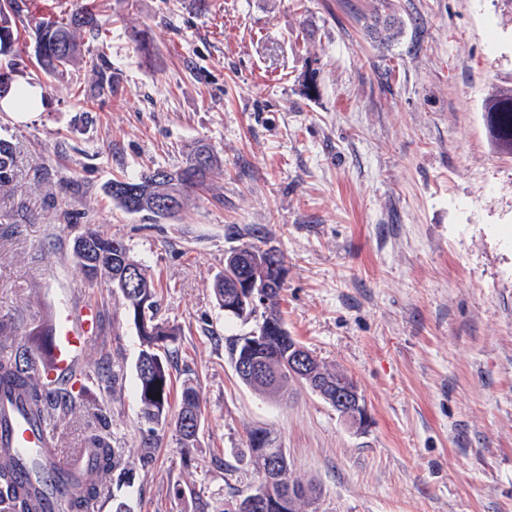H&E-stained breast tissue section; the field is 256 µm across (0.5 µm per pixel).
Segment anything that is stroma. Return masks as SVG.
Masks as SVG:
<instances>
[{
    "mask_svg": "<svg viewBox=\"0 0 512 512\" xmlns=\"http://www.w3.org/2000/svg\"><path fill=\"white\" fill-rule=\"evenodd\" d=\"M26 4L0 71L43 99L25 122L0 112L17 184L0 191V320L24 339L52 309H96L57 446L80 447L106 417L123 472L103 500L218 512L256 482L239 454L262 430L317 484V512H512V156L482 112L512 89V0H210L203 15L191 0H97L106 41L84 37L60 79L36 63L28 18H60L69 0ZM376 15L396 21L387 42ZM199 140L222 165L175 216L113 203L112 180L178 167ZM88 230L159 284L158 317L179 331L169 412L191 381L196 448L169 424L143 451L141 341L121 294L78 271ZM244 243L283 253L281 316L352 377L365 429L309 390L274 402L237 378L230 348L258 319L227 316L213 284Z\"/></svg>",
    "mask_w": 512,
    "mask_h": 512,
    "instance_id": "stroma-1",
    "label": "stroma"
}]
</instances>
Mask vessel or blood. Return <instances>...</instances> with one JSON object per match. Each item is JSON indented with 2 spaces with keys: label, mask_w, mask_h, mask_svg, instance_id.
Segmentation results:
<instances>
[{
  "label": "vessel or blood",
  "mask_w": 512,
  "mask_h": 512,
  "mask_svg": "<svg viewBox=\"0 0 512 512\" xmlns=\"http://www.w3.org/2000/svg\"><path fill=\"white\" fill-rule=\"evenodd\" d=\"M96 323V311L87 304L75 312L56 310L47 326L49 354L40 375L50 380L69 375ZM0 461L18 465L20 479L30 483L49 512L60 504L65 490L50 482L47 475L67 472L72 465L55 448L50 426L35 421L8 398H0Z\"/></svg>",
  "instance_id": "vessel-or-blood-1"
}]
</instances>
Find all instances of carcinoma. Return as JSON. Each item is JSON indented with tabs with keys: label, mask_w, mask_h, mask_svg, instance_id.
<instances>
[{
	"label": "carcinoma",
	"mask_w": 512,
	"mask_h": 512,
	"mask_svg": "<svg viewBox=\"0 0 512 512\" xmlns=\"http://www.w3.org/2000/svg\"><path fill=\"white\" fill-rule=\"evenodd\" d=\"M25 0H0V55L14 51L18 41V29L13 18L21 16ZM101 14L94 0H72L70 9L58 20L42 18L34 22V56L50 76L60 77L67 72L80 54V36L88 33L99 37L103 30ZM485 119L497 148L512 155V90L493 97L485 107ZM218 167V158L204 143L197 142L187 153L185 162L176 169L158 167L136 177L115 179L109 186L112 200L128 213L146 212L157 218L169 214L154 210L150 202L155 197H166L182 209L184 195L206 186L210 173ZM13 147L0 140V190L15 188ZM99 250L96 263L85 268L77 262L85 282L93 287L102 283L118 289L138 331L142 349L136 363L137 388L142 418L151 423L147 429L145 453L151 452L156 427L168 423L171 395L170 356L168 345L175 341L177 332L156 319L157 291L152 275L143 264L136 261L130 250L120 241L91 233ZM246 250L262 255L263 264H250L244 268L232 259L224 260V272L216 279L213 290L219 306L224 298L236 293V284L245 275L258 283L269 282L262 304V321L256 334L237 339L231 348V359L238 379L245 386L275 400L288 396V383L297 382L310 387L307 379L296 377L288 370V349L298 344L288 332L282 320L278 303L284 280L278 273L286 272L284 255L274 247L261 248L252 243L244 244ZM49 339L43 333L27 338L25 347L0 351V386L19 391L29 411L48 421H61L76 404L72 392L49 390L33 381L29 356L36 350H44ZM315 378L326 387L320 398L336 407V386L354 385L343 371L332 367L317 357L310 359ZM200 420V404L196 389L185 385L181 394L180 408L175 420V431L180 447L188 450L196 447L198 436L189 431L185 422ZM108 423L99 418L89 425L83 438L84 447L92 452L94 474L91 477L71 476L63 479L66 490L65 512H84L85 503L100 494L103 483L112 479L121 466L118 450L112 446L107 431ZM267 434L256 431L250 435L249 445L241 452V458L249 460L261 475L258 486L239 495L234 509L223 508L220 512H243L241 504L257 488H266L267 512H309L318 497L316 485L305 483L292 475L281 480L269 468ZM300 489L295 497L288 495V484ZM9 501L8 512H33L34 504L29 492L18 485L13 469H0V503Z\"/></svg>",
	"instance_id": "carcinoma-1"
}]
</instances>
